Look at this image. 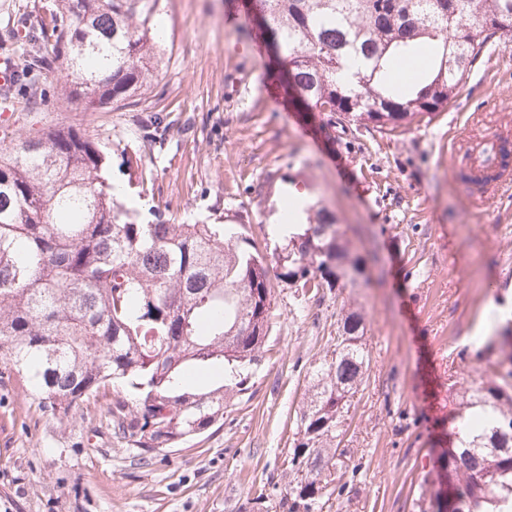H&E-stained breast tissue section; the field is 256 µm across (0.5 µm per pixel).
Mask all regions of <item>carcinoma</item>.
<instances>
[{
  "label": "carcinoma",
  "mask_w": 512,
  "mask_h": 512,
  "mask_svg": "<svg viewBox=\"0 0 512 512\" xmlns=\"http://www.w3.org/2000/svg\"><path fill=\"white\" fill-rule=\"evenodd\" d=\"M159 0H59L44 48L64 58L66 100L83 112L135 103L159 71ZM258 36L288 65V81L331 126L387 133L448 107L491 46L512 45V0H248ZM423 59L416 78L391 66ZM358 64L352 77L346 71ZM46 53L21 73L34 80ZM96 137L70 126L0 146V363L62 420L112 391L104 413L143 452L177 447L224 420V399L247 390L276 279L315 293L372 271L375 250H352L338 219L307 198L286 212L288 235L267 256L245 224L120 223ZM129 176L152 181L137 153ZM305 216L308 224L296 223ZM473 398L458 412V445L420 464L411 512H512V318L480 350ZM370 366L364 318L342 321L331 360L313 371L296 419L286 512H322L347 456L336 432ZM452 474L458 501L442 495Z\"/></svg>",
  "instance_id": "obj_1"
}]
</instances>
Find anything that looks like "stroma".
<instances>
[{
	"label": "stroma",
	"instance_id": "35a3bbf8",
	"mask_svg": "<svg viewBox=\"0 0 512 512\" xmlns=\"http://www.w3.org/2000/svg\"><path fill=\"white\" fill-rule=\"evenodd\" d=\"M244 2L160 0L159 72L131 107H69L66 63L51 60L35 95L0 97L11 115L0 144L55 125L85 131L112 157L109 180L126 187L121 221L145 223L156 210L177 224L230 216L266 254L281 242L272 228L289 180L304 175L340 226L370 227L386 275L316 295L275 283L247 394L226 401L223 423L146 463L99 407L52 419L0 365V512H254L258 497L280 512L309 375L351 312L364 317L370 368L340 440L359 469L323 512H409L417 460L455 442L449 381L464 387L482 371L476 351L512 315V194L467 195L441 150L449 128L512 125V47H491L431 121L395 133L334 128L264 94L271 60L250 51L237 20ZM57 3L0 0V54L24 55L21 33L38 34ZM141 116L159 117L151 135ZM132 151L153 178L144 196L121 166Z\"/></svg>",
	"mask_w": 512,
	"mask_h": 512
}]
</instances>
